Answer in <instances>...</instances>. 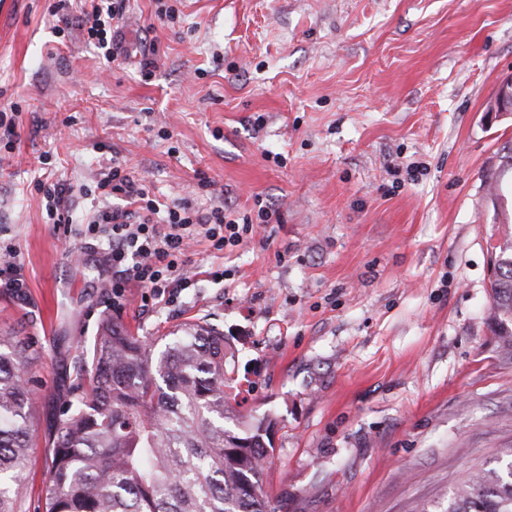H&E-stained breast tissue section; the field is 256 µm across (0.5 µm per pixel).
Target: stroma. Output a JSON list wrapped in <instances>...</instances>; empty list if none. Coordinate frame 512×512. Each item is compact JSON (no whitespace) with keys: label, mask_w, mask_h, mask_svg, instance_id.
<instances>
[{"label":"stroma","mask_w":512,"mask_h":512,"mask_svg":"<svg viewBox=\"0 0 512 512\" xmlns=\"http://www.w3.org/2000/svg\"><path fill=\"white\" fill-rule=\"evenodd\" d=\"M53 3L0 0V109L19 107L0 236L26 283L0 288V333L37 356L26 512H43L50 425L107 319L150 340L223 331L242 412L277 421L270 512H420L512 447L490 288L512 235L490 193L512 177V118L492 110L512 0H128L112 63L80 29L90 0ZM116 159L160 203L260 198L280 219L218 256L196 238L192 288L145 311L130 287L112 308L103 250L57 231L35 184L64 181L82 215Z\"/></svg>","instance_id":"35a3bbf8"}]
</instances>
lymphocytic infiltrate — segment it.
Returning <instances> with one entry per match:
<instances>
[{"instance_id": "1", "label": "lymphocytic infiltrate", "mask_w": 512, "mask_h": 512, "mask_svg": "<svg viewBox=\"0 0 512 512\" xmlns=\"http://www.w3.org/2000/svg\"><path fill=\"white\" fill-rule=\"evenodd\" d=\"M126 9V0H92L81 29L87 42L102 52L105 61L118 56L114 23ZM106 208L97 210L87 222L76 223L64 207L67 191L61 181L38 182L48 217L56 228L78 230L84 238L101 243L112 267L110 285L113 307H120L130 283L143 287V307L152 306L161 297L191 287L184 274L190 243L205 238L213 253L236 247L252 237L259 224L271 223L277 213L266 204L243 214L222 206L197 209L187 202L160 207L145 185L122 166L113 162L97 183Z\"/></svg>"}]
</instances>
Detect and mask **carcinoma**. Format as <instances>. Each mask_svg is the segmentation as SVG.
<instances>
[{
    "label": "carcinoma",
    "mask_w": 512,
    "mask_h": 512,
    "mask_svg": "<svg viewBox=\"0 0 512 512\" xmlns=\"http://www.w3.org/2000/svg\"><path fill=\"white\" fill-rule=\"evenodd\" d=\"M491 288L512 354V238L495 247ZM155 351L106 321L77 366L80 384L48 435L45 512H267L263 467L276 421L245 416L224 333L189 322ZM34 357L0 336V512H26L28 374ZM507 471L473 470L448 500L422 512H512Z\"/></svg>",
    "instance_id": "1"
}]
</instances>
